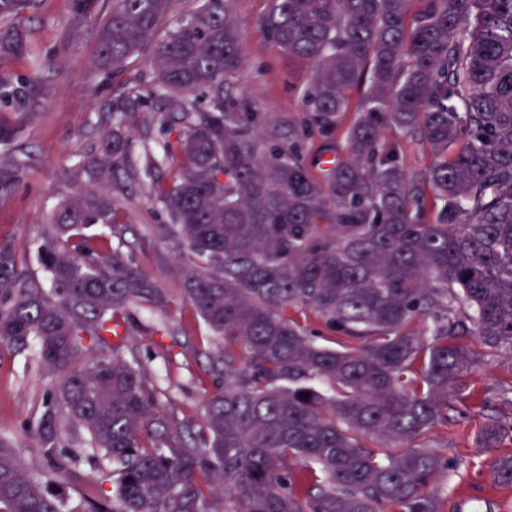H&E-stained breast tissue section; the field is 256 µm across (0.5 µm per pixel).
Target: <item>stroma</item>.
Instances as JSON below:
<instances>
[{
	"label": "stroma",
	"mask_w": 512,
	"mask_h": 512,
	"mask_svg": "<svg viewBox=\"0 0 512 512\" xmlns=\"http://www.w3.org/2000/svg\"><path fill=\"white\" fill-rule=\"evenodd\" d=\"M271 6L272 0H234L245 61L230 80V97L261 112L264 138L277 141L289 124L302 118L303 94L314 66L274 48L261 23ZM111 11L112 0H98L96 21L72 28L67 24V0H44L40 9L22 18L31 31L35 56L52 55L57 66L44 74L49 88L45 108L26 122L10 147L0 150V161L12 158L26 166L16 192L0 200V240H16L25 247L30 268L38 269L30 241L46 224L58 197H79L104 188L115 200L121 221L113 245L131 256L160 287L174 293L165 319L133 312L125 324V343L142 354L161 407L195 431L217 380L204 354L208 331L189 302L175 293L182 285L185 262L158 232L169 218L153 194L154 182L171 184L186 161L176 152L161 156L152 175L124 172L112 184L100 183L87 173L77 180L72 177L75 165L95 154L105 135L100 105L124 90L132 88L148 96L134 132L132 160L142 161L143 143L173 144L178 139V120L163 117L162 98L148 94L155 74L147 56L133 58L125 70L108 78L97 71L99 23ZM51 385L35 352L16 355L0 350V435L20 443L21 459L36 473L42 468V454L26 432L36 423ZM511 388L512 358L488 354L469 379L467 417L438 430L434 446L452 462L445 512H512V486L500 487L488 478L494 456L512 455V436L491 454L479 453L475 440L487 416L499 410L500 392ZM69 450L78 462L74 476L62 487L66 512L98 499L88 477L109 467L82 440H72Z\"/></svg>",
	"instance_id": "stroma-1"
}]
</instances>
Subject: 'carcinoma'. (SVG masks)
Here are the masks:
<instances>
[{
    "instance_id": "1",
    "label": "carcinoma",
    "mask_w": 512,
    "mask_h": 512,
    "mask_svg": "<svg viewBox=\"0 0 512 512\" xmlns=\"http://www.w3.org/2000/svg\"><path fill=\"white\" fill-rule=\"evenodd\" d=\"M113 0L96 67L123 71L148 56L165 111L183 123L187 166L156 198L160 232L187 256L181 295L208 327L210 371L222 378L199 433L161 408L133 350H120L129 310L166 316L169 292L108 239L117 207L106 194L61 197L36 240L42 274L16 242L0 241V349L37 350L54 379L30 429L34 476L0 438V512H63L51 486L71 475L64 434L81 430L105 456L111 493L89 512H445L448 459L433 447L483 354L512 357V0H274L262 19L276 49L316 65L304 116L277 144L262 113L224 104L244 58L233 0ZM97 0H69L70 24ZM36 0H0V147L45 105L20 18ZM364 84L357 111L348 92ZM147 103L116 94L100 155L84 167L110 182L133 148ZM346 128L347 159L315 172L307 138ZM390 129L395 141L381 137ZM430 149L409 170L401 141ZM24 176L0 162V200ZM308 313L344 335L318 343ZM419 319L423 328L410 330ZM117 342H112V339ZM494 415L476 436L492 451ZM512 486V456L488 473Z\"/></svg>"
}]
</instances>
